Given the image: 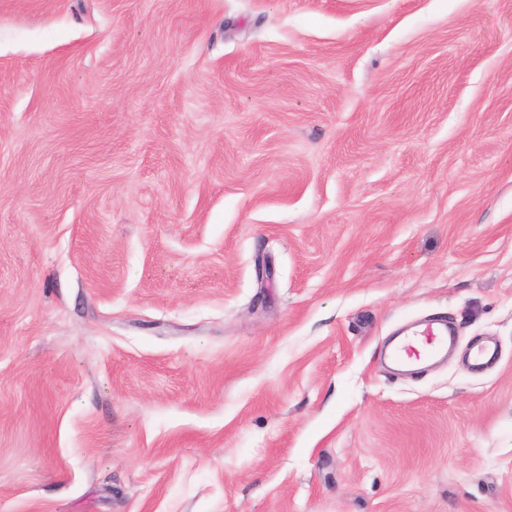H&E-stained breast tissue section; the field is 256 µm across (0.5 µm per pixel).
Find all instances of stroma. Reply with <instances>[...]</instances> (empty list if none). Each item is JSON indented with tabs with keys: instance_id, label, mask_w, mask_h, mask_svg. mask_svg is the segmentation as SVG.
<instances>
[{
	"instance_id": "35a3bbf8",
	"label": "stroma",
	"mask_w": 512,
	"mask_h": 512,
	"mask_svg": "<svg viewBox=\"0 0 512 512\" xmlns=\"http://www.w3.org/2000/svg\"><path fill=\"white\" fill-rule=\"evenodd\" d=\"M0 512H512V0H0ZM421 343V349L416 344ZM448 348L447 329L427 327L412 336H405L386 354L394 361L403 364L406 358L417 360L435 357Z\"/></svg>"
}]
</instances>
